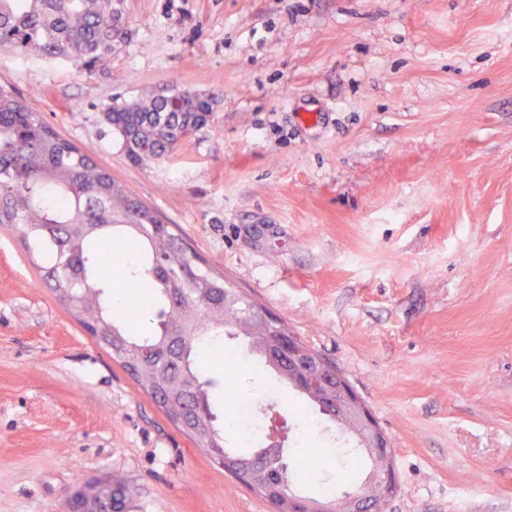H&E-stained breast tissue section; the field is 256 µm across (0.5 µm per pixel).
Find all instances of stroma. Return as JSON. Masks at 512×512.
Here are the masks:
<instances>
[{"label":"stroma","instance_id":"stroma-1","mask_svg":"<svg viewBox=\"0 0 512 512\" xmlns=\"http://www.w3.org/2000/svg\"><path fill=\"white\" fill-rule=\"evenodd\" d=\"M105 69L0 48V87L153 208L196 262L331 359L393 452L383 512H512V0H123ZM209 121L127 156L113 103ZM0 224V512H272L166 416ZM198 363L225 414L213 347ZM106 487V488H105ZM112 489L107 483L88 481L67 504L71 512H112Z\"/></svg>","mask_w":512,"mask_h":512}]
</instances>
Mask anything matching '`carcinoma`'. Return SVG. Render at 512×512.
Segmentation results:
<instances>
[{"mask_svg":"<svg viewBox=\"0 0 512 512\" xmlns=\"http://www.w3.org/2000/svg\"><path fill=\"white\" fill-rule=\"evenodd\" d=\"M122 0H0V48L103 65L124 34ZM208 98L184 90L113 104L104 113L137 162L171 155L204 126ZM0 224L19 230L29 250L49 263L58 300L93 331L97 342L131 373L158 407L253 492L277 483L274 512H294L304 498L291 474L287 450L231 448L224 420L212 410L196 362L197 347L215 336H239L242 350L259 356L277 381L294 386L290 369L267 353L270 328L263 307L224 279L201 270L170 225L134 199L124 185L74 143L47 125L24 99L0 88ZM125 245L137 260L114 275L105 246ZM124 289V307L109 292ZM354 445L364 472L352 487L327 497L337 512L357 495L379 497L377 477L386 463L365 447L351 418L336 420Z\"/></svg>","mask_w":512,"mask_h":512,"instance_id":"1","label":"carcinoma"}]
</instances>
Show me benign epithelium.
Listing matches in <instances>:
<instances>
[{
    "mask_svg": "<svg viewBox=\"0 0 512 512\" xmlns=\"http://www.w3.org/2000/svg\"><path fill=\"white\" fill-rule=\"evenodd\" d=\"M270 356L274 359L288 357V361L307 368L304 382L322 390L326 405L336 412L347 409L355 414L370 434L371 447L387 457H392L386 435L366 405L348 383L339 369H323L324 358L313 357L314 350L303 347L294 336H279ZM112 489L104 482L88 481L72 496L67 504L69 512H112Z\"/></svg>",
    "mask_w": 512,
    "mask_h": 512,
    "instance_id": "7a95c632",
    "label": "benign epithelium"
}]
</instances>
